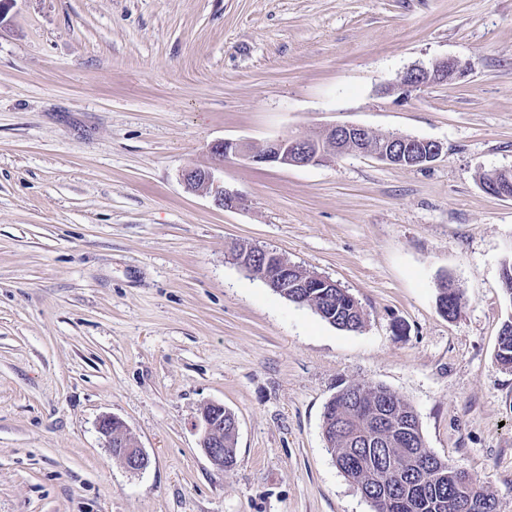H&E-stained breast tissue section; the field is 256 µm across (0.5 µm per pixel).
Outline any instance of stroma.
<instances>
[{
	"label": "stroma",
	"mask_w": 512,
	"mask_h": 512,
	"mask_svg": "<svg viewBox=\"0 0 512 512\" xmlns=\"http://www.w3.org/2000/svg\"><path fill=\"white\" fill-rule=\"evenodd\" d=\"M464 77L400 94L416 65ZM357 124L439 141L424 169L346 154L226 160L221 209L181 172ZM512 0H14L0 22V512H374L325 404L351 383L413 407L428 448L512 512ZM274 249L360 303L356 332L230 258ZM451 282L455 318L438 307ZM237 419L238 463L199 447ZM121 420L137 473L98 431ZM496 357L503 367L512 369V318L502 325ZM224 410V405L206 403L200 411L198 427L200 430L199 446L203 454L217 469H230L237 464L236 441L232 434H237V421L232 412L224 415L209 413V409ZM235 421V422H234Z\"/></svg>",
	"instance_id": "35a3bbf8"
}]
</instances>
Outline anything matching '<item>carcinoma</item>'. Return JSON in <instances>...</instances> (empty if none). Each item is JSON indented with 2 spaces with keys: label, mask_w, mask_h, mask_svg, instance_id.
<instances>
[{
  "label": "carcinoma",
  "mask_w": 512,
  "mask_h": 512,
  "mask_svg": "<svg viewBox=\"0 0 512 512\" xmlns=\"http://www.w3.org/2000/svg\"><path fill=\"white\" fill-rule=\"evenodd\" d=\"M288 301L314 309L328 324L346 331L363 327L359 303L341 286L313 288L302 296L290 290ZM439 308L447 316L461 306L458 290L441 285ZM497 360L512 369V318L499 333ZM385 401L392 403L393 422L408 431L406 439L384 444L369 415ZM235 415L224 412V468L237 464L232 434ZM323 434L336 466L351 483L372 498L375 512H500L498 500L481 489L473 475L426 446L416 413L408 402L383 385L350 384L336 397V413L323 415Z\"/></svg>",
  "instance_id": "cac0c4a2"
}]
</instances>
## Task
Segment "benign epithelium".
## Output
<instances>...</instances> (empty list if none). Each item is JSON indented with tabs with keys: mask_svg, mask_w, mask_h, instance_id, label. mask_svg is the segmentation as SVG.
I'll use <instances>...</instances> for the list:
<instances>
[{
	"mask_svg": "<svg viewBox=\"0 0 512 512\" xmlns=\"http://www.w3.org/2000/svg\"><path fill=\"white\" fill-rule=\"evenodd\" d=\"M465 68L453 58L439 59L430 66H414L407 69L394 84L404 93L420 89L429 84L448 82L464 75ZM372 132L356 124L331 125L314 136L296 138L284 137L267 142L256 148L239 140L224 139L209 147V153L215 165L221 166L224 160L245 158L252 162L279 166L304 167L319 165L330 156L345 153L371 154L380 161L395 167H426L443 152V145L428 140L398 133L382 134L383 142L377 149L370 146ZM182 180L191 191L209 195L215 206L231 209L239 201L237 194L224 188V184L215 179L213 167L190 166L183 170ZM262 256V264L255 262ZM233 261L251 275L262 280L268 287L296 288L305 291L309 288H327L333 284L326 276L295 278L291 272L295 267L274 249L255 248L251 243L234 250ZM224 410V405L206 403L200 411L198 427L200 430L199 446L213 466L224 469V416L217 411ZM99 432L105 438L107 447L118 449L126 469L137 472L148 463L147 456L138 448L124 424L113 416H104L99 420Z\"/></svg>",
	"mask_w": 512,
	"mask_h": 512,
	"instance_id": "benign-epithelium-1",
	"label": "benign epithelium"
}]
</instances>
